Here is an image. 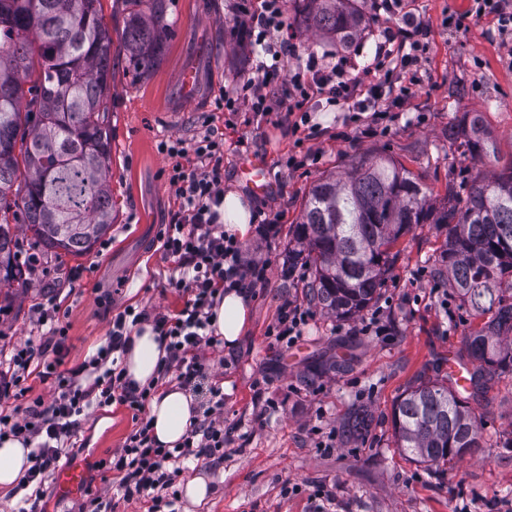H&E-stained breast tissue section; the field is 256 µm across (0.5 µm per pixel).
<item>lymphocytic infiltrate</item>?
<instances>
[{
    "label": "lymphocytic infiltrate",
    "mask_w": 512,
    "mask_h": 512,
    "mask_svg": "<svg viewBox=\"0 0 512 512\" xmlns=\"http://www.w3.org/2000/svg\"><path fill=\"white\" fill-rule=\"evenodd\" d=\"M373 11H386L400 18L402 33L410 41L409 50L393 55L380 48L370 66L347 79L341 66L324 68L315 56L305 62L306 75L295 76L288 87L289 112L302 111L317 94L329 93L331 101L346 102L359 98L361 110L377 107L394 68L413 70L427 52L423 25L409 11L405 0H366ZM281 0H253L244 11L243 29L261 52L251 77L225 91L221 101L226 111H238L247 104L253 111H265L263 90L278 81L285 62L296 58L290 39L271 43L272 32L282 29ZM172 158L168 171L170 188L181 207L168 224L163 243L171 265L167 285L185 296L182 309L159 312L125 306L112 319L106 345L79 366L64 365L68 337L66 315L55 300L34 306L36 334L9 351H0V438L11 436L31 447V466L23 485L43 483L55 469L63 449L73 447L91 406L124 405L134 410L135 427L113 457L99 461L98 470L110 473L113 493L93 497L91 512H116L119 503L149 502L148 512H160L171 506L170 490L186 462L218 459L228 440L224 430V393L205 388L209 368L201 351L216 346L210 330L212 307L224 290L242 285L265 284L267 262L244 265L240 260V242L219 224L218 206L224 199V140L212 135L185 149L182 141L168 140L160 145ZM193 152L199 165L187 169L181 162L185 152ZM152 325L166 341V359L162 378H171L199 398L190 429L175 447L158 444L147 408L156 392L155 383L141 385L125 375L123 353L132 331ZM51 382L50 397H36L29 404L21 399L28 392L29 379Z\"/></svg>",
    "instance_id": "f902f5d3"
}]
</instances>
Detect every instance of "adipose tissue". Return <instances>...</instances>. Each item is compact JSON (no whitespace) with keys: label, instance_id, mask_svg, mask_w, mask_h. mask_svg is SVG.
I'll return each instance as SVG.
<instances>
[{"label":"adipose tissue","instance_id":"ef3b65f1","mask_svg":"<svg viewBox=\"0 0 512 512\" xmlns=\"http://www.w3.org/2000/svg\"><path fill=\"white\" fill-rule=\"evenodd\" d=\"M219 212L225 231L239 239H248L254 234L249 203L235 190H227ZM252 297L244 288H232L218 297L212 309L213 333L233 347L245 335L250 322ZM166 350L161 345L151 326L133 333L127 345L123 365L131 380L146 384L158 378L165 364ZM195 402L191 394L183 389L169 386L161 388L149 406L153 433L157 441L174 447L188 431L193 417ZM30 448L21 441L7 437L0 440V490L7 492L16 487L30 467Z\"/></svg>","mask_w":512,"mask_h":512}]
</instances>
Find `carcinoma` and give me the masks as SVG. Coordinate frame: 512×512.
Listing matches in <instances>:
<instances>
[{"label":"carcinoma","instance_id":"1","mask_svg":"<svg viewBox=\"0 0 512 512\" xmlns=\"http://www.w3.org/2000/svg\"><path fill=\"white\" fill-rule=\"evenodd\" d=\"M124 28L114 43L100 0H0V303L29 287L18 243L30 235L44 256L89 255L114 221L110 94L112 61L123 55L136 76L159 63L169 33L167 0H122ZM306 27L351 43L357 14L341 0H302ZM464 152L484 163L490 132L463 116ZM453 188L435 205L393 161H362L321 179L294 226L297 255L313 271L306 297L336 318L369 307L384 283L399 239L415 224L446 229L436 273L483 320L464 336L470 386L421 380L394 405L397 446L439 472L480 447L481 424L469 400L512 375V166L474 175L464 206ZM370 418L353 412L343 434L362 435Z\"/></svg>","mask_w":512,"mask_h":512}]
</instances>
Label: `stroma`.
<instances>
[{
    "instance_id": "1",
    "label": "stroma",
    "mask_w": 512,
    "mask_h": 512,
    "mask_svg": "<svg viewBox=\"0 0 512 512\" xmlns=\"http://www.w3.org/2000/svg\"><path fill=\"white\" fill-rule=\"evenodd\" d=\"M349 7L361 13L364 33L345 46L299 28L297 6L283 2L298 54H317L328 67L344 62L351 77L372 62L397 24L387 13L364 11L360 0H350ZM411 9L428 27L419 84L410 85L409 73L396 71L377 116L315 97L306 106L311 134L303 142L284 120L291 71L268 88L267 111L227 112L218 105L225 87L253 67L238 0H170V33L157 67L136 80L125 58L115 61L107 100L112 228L89 256L68 257L60 265L43 260L29 272V287L17 290L0 314V346L29 338L32 309L46 295L67 313L69 368L104 342L109 321L125 306L162 312L181 307L182 297L165 286L161 248L180 203L167 182L171 160L158 145L178 139L189 147L210 134L223 136L225 188L241 191L253 211L275 217L276 233L242 243V262H268V281L251 291V324L239 345L203 352L209 384L224 390L231 440L221 463L196 461L183 471L186 479L205 476L210 492L196 505L178 498L175 512H512V448L501 445L512 431V375L470 400L483 419L482 446L471 456L436 474L396 446L395 401L419 380L446 378L448 355L462 353L471 322L447 280L433 272L445 231L417 224L398 241L399 255L369 307L380 315L378 334L362 332V317L342 320L307 304L309 265L288 261L292 228L310 188L321 178L344 175L358 160L391 159L433 201L442 202L452 189L460 204L476 172L512 166V35L491 17H476L473 0H412ZM187 70L200 77L192 100L182 93ZM466 113L481 115L491 133L495 153L481 166L448 138ZM291 155L305 157V165L288 169ZM250 157L268 162L264 194L247 188L238 170ZM289 303L308 305L312 317L286 346L274 343L268 329ZM356 405L369 409L372 428L364 442L347 445L339 425ZM132 416L119 405L96 409L80 430L74 457L87 467L90 492L106 489L94 465L121 448L134 427ZM288 484L296 493L284 495ZM319 488L328 490L329 499H314Z\"/></svg>"
}]
</instances>
